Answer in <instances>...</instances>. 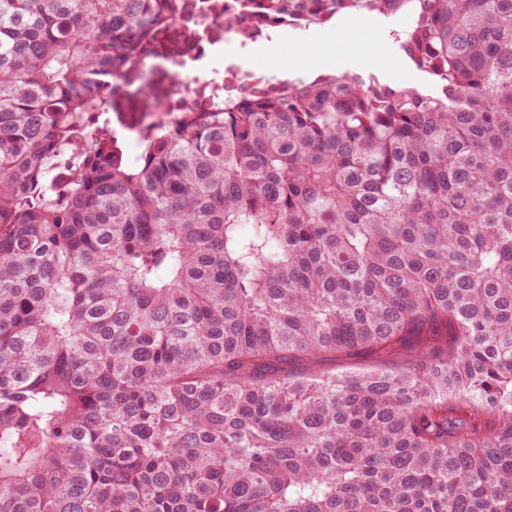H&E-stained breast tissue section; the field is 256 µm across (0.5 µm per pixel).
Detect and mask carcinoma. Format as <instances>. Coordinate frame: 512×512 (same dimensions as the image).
<instances>
[{
	"mask_svg": "<svg viewBox=\"0 0 512 512\" xmlns=\"http://www.w3.org/2000/svg\"><path fill=\"white\" fill-rule=\"evenodd\" d=\"M263 7L408 8L434 87L243 92L135 163L102 128L60 196L182 0H0V512H512V0ZM381 365V361L371 355H362L356 358H323L319 364V368L325 372H335L336 374L349 367H358L371 369Z\"/></svg>",
	"mask_w": 512,
	"mask_h": 512,
	"instance_id": "cac0c4a2",
	"label": "carcinoma"
}]
</instances>
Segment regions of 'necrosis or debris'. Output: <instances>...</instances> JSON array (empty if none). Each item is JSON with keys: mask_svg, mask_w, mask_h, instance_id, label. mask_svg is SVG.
Segmentation results:
<instances>
[{"mask_svg": "<svg viewBox=\"0 0 512 512\" xmlns=\"http://www.w3.org/2000/svg\"><path fill=\"white\" fill-rule=\"evenodd\" d=\"M296 27L293 21L244 14L240 0H188L184 15L156 35L152 54L131 56L124 71L107 73L101 95L108 99L133 86L145 89L159 74L168 75L161 102L119 118L124 138L134 143L143 135L174 127L184 112L223 110L235 102L239 87L287 91V81L271 80L234 63L224 65L220 59L230 49L243 54L256 40H269Z\"/></svg>", "mask_w": 512, "mask_h": 512, "instance_id": "1", "label": "necrosis or debris"}]
</instances>
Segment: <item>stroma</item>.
I'll use <instances>...</instances> for the list:
<instances>
[{"label":"stroma","mask_w":512,"mask_h":512,"mask_svg":"<svg viewBox=\"0 0 512 512\" xmlns=\"http://www.w3.org/2000/svg\"><path fill=\"white\" fill-rule=\"evenodd\" d=\"M386 17L357 13L338 22L314 24L290 32L283 41L257 45L266 75L294 78L301 71L354 75L419 90L432 87L431 75L419 69L390 37Z\"/></svg>","instance_id":"35a3bbf8"}]
</instances>
